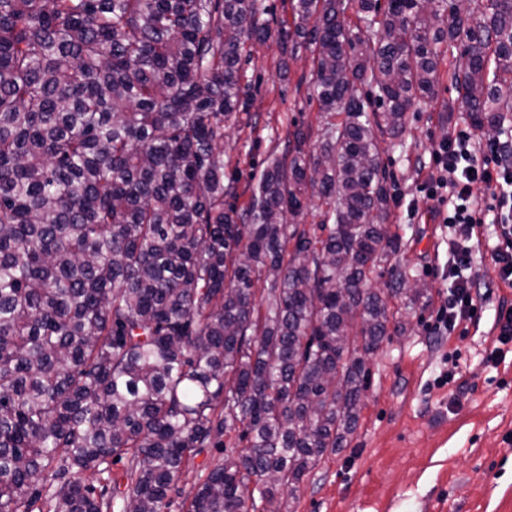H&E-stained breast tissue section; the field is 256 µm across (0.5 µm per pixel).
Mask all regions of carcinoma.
Wrapping results in <instances>:
<instances>
[{"mask_svg":"<svg viewBox=\"0 0 512 512\" xmlns=\"http://www.w3.org/2000/svg\"><path fill=\"white\" fill-rule=\"evenodd\" d=\"M292 13L320 145L297 127L238 210L222 143L259 0H0V512H166L236 429L186 512H259L356 429L365 355L427 302L401 267L372 287L399 249L380 143L448 54V111L501 127L512 0ZM309 194L322 223H287ZM235 433L232 432L230 437H224V443L227 448H205L194 460V468L185 473L180 482V487L183 494L180 498L175 499L174 504L169 509L170 512H185L183 511L182 504L185 498H191L196 490L197 483L200 476L208 472L210 466L216 461L223 460L224 457L230 456L234 453V443H238L235 439Z\"/></svg>","mask_w":512,"mask_h":512,"instance_id":"cac0c4a2","label":"carcinoma"}]
</instances>
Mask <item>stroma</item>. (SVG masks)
Wrapping results in <instances>:
<instances>
[{
  "label": "stroma",
  "mask_w": 512,
  "mask_h": 512,
  "mask_svg": "<svg viewBox=\"0 0 512 512\" xmlns=\"http://www.w3.org/2000/svg\"><path fill=\"white\" fill-rule=\"evenodd\" d=\"M259 2L272 35L247 43L248 106L224 129V179L240 208L294 124L319 123L308 95L312 54L276 36L293 24L291 0ZM454 95L441 80L437 97L416 104L402 136L383 145L392 193L401 199L391 208L400 239L391 260L428 284V303L405 315L404 333L367 354L371 381L357 427L345 448L323 457L295 492L282 493L290 512H512V342L501 343L494 325L498 306L512 305V288H487L481 318L465 335H433L444 288L426 268L446 265L448 230L407 212L420 161L449 122L468 123L465 113H449ZM451 366L454 381L440 383Z\"/></svg>",
  "instance_id": "35a3bbf8"
}]
</instances>
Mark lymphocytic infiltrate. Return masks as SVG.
I'll return each mask as SVG.
<instances>
[{
    "instance_id": "1",
    "label": "lymphocytic infiltrate",
    "mask_w": 512,
    "mask_h": 512,
    "mask_svg": "<svg viewBox=\"0 0 512 512\" xmlns=\"http://www.w3.org/2000/svg\"><path fill=\"white\" fill-rule=\"evenodd\" d=\"M430 169L417 201L448 228V295L431 325L444 336L477 320L488 276L512 288V143L458 125L434 146ZM486 259L489 274L480 270Z\"/></svg>"
}]
</instances>
